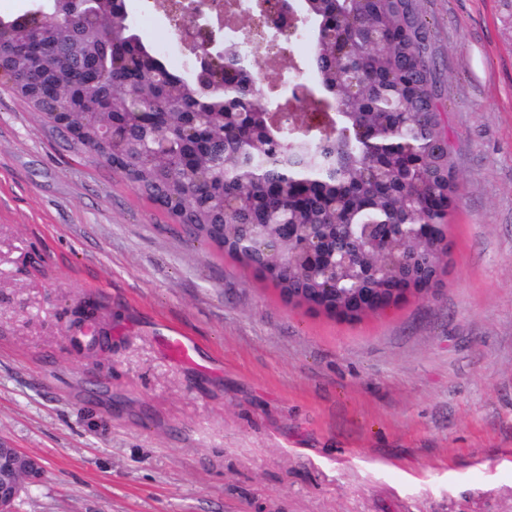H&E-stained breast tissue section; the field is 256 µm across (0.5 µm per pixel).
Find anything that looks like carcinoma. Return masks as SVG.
<instances>
[{"label":"carcinoma","mask_w":512,"mask_h":512,"mask_svg":"<svg viewBox=\"0 0 512 512\" xmlns=\"http://www.w3.org/2000/svg\"><path fill=\"white\" fill-rule=\"evenodd\" d=\"M313 33L308 67L313 97L276 118L258 98L266 74L236 29L228 54L201 77L168 69L132 23L127 0H97L84 22L73 71L56 53L63 29L48 32L56 0L0 17V59L8 82L26 72L45 77L72 114L75 148L120 173L177 223L191 243L215 247L271 283L299 306L334 316L341 296L377 288H426L432 254L444 244L455 201L448 124L427 57L428 28L415 0H292ZM112 123L118 138L100 139ZM376 224H425L407 242L391 234L382 256L358 254L355 270L382 263L386 274L336 281L316 262L287 256L299 227L336 248L355 247Z\"/></svg>","instance_id":"1"}]
</instances>
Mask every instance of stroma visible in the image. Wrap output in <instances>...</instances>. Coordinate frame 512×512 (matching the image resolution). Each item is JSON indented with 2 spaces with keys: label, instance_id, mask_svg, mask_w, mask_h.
Wrapping results in <instances>:
<instances>
[{
  "label": "stroma",
  "instance_id": "obj_1",
  "mask_svg": "<svg viewBox=\"0 0 512 512\" xmlns=\"http://www.w3.org/2000/svg\"><path fill=\"white\" fill-rule=\"evenodd\" d=\"M418 7L450 254L427 297L358 321L190 246L0 83V446L43 469L14 512H512V0ZM89 301L111 350L73 344ZM172 328L193 362L164 350Z\"/></svg>",
  "mask_w": 512,
  "mask_h": 512
}]
</instances>
